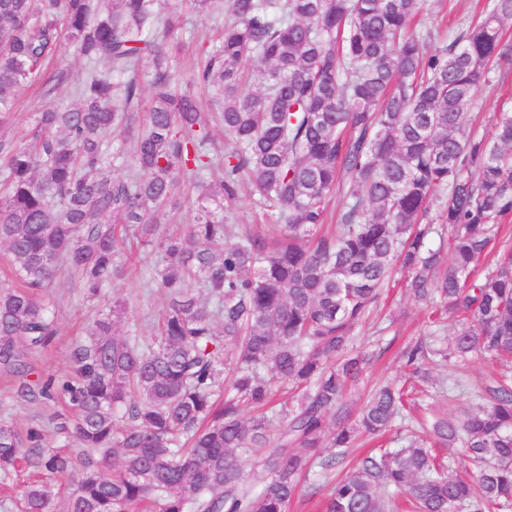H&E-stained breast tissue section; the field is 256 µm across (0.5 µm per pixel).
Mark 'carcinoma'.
Instances as JSON below:
<instances>
[{
  "instance_id": "cac0c4a2",
  "label": "carcinoma",
  "mask_w": 512,
  "mask_h": 512,
  "mask_svg": "<svg viewBox=\"0 0 512 512\" xmlns=\"http://www.w3.org/2000/svg\"><path fill=\"white\" fill-rule=\"evenodd\" d=\"M157 2L0 0V118L24 85L76 98L35 113L20 142H0V244L12 257L0 369L17 378L18 402L64 401L75 418L56 433L88 448L45 454L40 427L0 424V484L31 462L46 472L25 486L23 512H51L53 481L76 470L66 512H287L313 467L329 476L359 436L419 406L435 359L476 354L499 364L482 383L488 405L410 427L401 447L306 495L319 512H394L398 498L406 512H512V246L478 273L512 217V105L488 136L466 112L491 65L512 55V0H486L430 52L434 33L410 31L423 0H193L225 21L196 44L188 89L171 66L188 19ZM63 45L88 64L82 79L45 71ZM195 87L218 92L217 111L203 112ZM117 129L133 142L129 160L112 150ZM215 167L224 177L211 184ZM244 181L275 236L227 223ZM181 194L197 214L154 242L168 296L157 320L125 331L127 305L115 301L72 346L69 376H35L31 353L56 335L60 267L100 295ZM338 195L339 224L325 234ZM438 224L448 260L431 246ZM397 266L430 305L429 328L447 317L459 327L448 345L408 348L404 378L377 386L353 419L345 390L374 356L354 330ZM245 407L262 413L245 418ZM254 448L266 454L249 475L240 459ZM438 448L463 449L475 469L460 472Z\"/></svg>"
}]
</instances>
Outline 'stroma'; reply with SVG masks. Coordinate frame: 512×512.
Segmentation results:
<instances>
[{
    "label": "stroma",
    "instance_id": "1",
    "mask_svg": "<svg viewBox=\"0 0 512 512\" xmlns=\"http://www.w3.org/2000/svg\"><path fill=\"white\" fill-rule=\"evenodd\" d=\"M512 99V61H502L493 75L492 86L479 87L467 109L479 131L489 129V118L499 105ZM60 106L74 105L69 90H60L52 100ZM39 88L23 87L16 93V104L11 117L0 123V141L21 139L32 122V114L43 108L46 102ZM155 256L150 248L139 249L132 258L123 279L112 282L101 296L89 298L77 288L69 276H61L56 293L61 298L57 311L58 334L52 347L33 354L32 362L41 376H59L69 369V353L74 341L83 338L98 312L110 306L113 299L126 300L129 322L143 324L151 320L167 304L165 292L151 285ZM430 307L406 293L402 279H395L387 288L380 303L357 326L355 333L361 341H375L374 356L362 378L348 394L352 410H359L371 389L404 371L403 354L428 329L426 321ZM491 365L480 356L467 360L451 361L437 368L435 375L440 385L451 387L449 397L431 393L422 399L429 418L443 416L464 417L479 400L481 378L488 374ZM16 382L12 376L0 372V423L26 428L46 422L49 411L43 407L20 405L13 397Z\"/></svg>",
    "mask_w": 512,
    "mask_h": 512
}]
</instances>
